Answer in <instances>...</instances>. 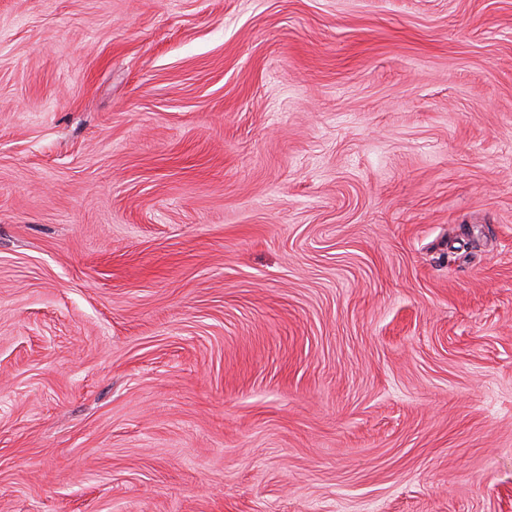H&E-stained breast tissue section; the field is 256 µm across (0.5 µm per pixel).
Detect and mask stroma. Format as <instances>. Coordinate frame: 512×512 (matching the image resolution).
<instances>
[{
    "instance_id": "obj_1",
    "label": "stroma",
    "mask_w": 512,
    "mask_h": 512,
    "mask_svg": "<svg viewBox=\"0 0 512 512\" xmlns=\"http://www.w3.org/2000/svg\"><path fill=\"white\" fill-rule=\"evenodd\" d=\"M0 512H512V0H0Z\"/></svg>"
}]
</instances>
